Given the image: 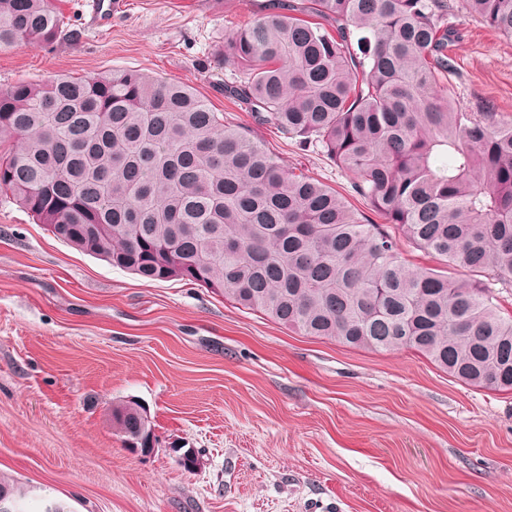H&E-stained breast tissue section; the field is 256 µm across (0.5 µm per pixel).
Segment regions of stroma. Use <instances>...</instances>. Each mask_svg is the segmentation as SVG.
Returning <instances> with one entry per match:
<instances>
[{"label":"stroma","mask_w":512,"mask_h":512,"mask_svg":"<svg viewBox=\"0 0 512 512\" xmlns=\"http://www.w3.org/2000/svg\"><path fill=\"white\" fill-rule=\"evenodd\" d=\"M125 2L101 26L86 0H61L69 37L0 49V88L123 69L184 82L282 166L362 207L326 154L224 95V35L266 0ZM453 23L450 91L512 116V39L465 13ZM132 399L157 439L147 455L112 425ZM181 447L197 451L194 471ZM0 474L25 490V512H512V391L411 350L301 335L184 280H142L0 200Z\"/></svg>","instance_id":"obj_1"}]
</instances>
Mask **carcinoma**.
<instances>
[{"label": "carcinoma", "instance_id": "cac0c4a2", "mask_svg": "<svg viewBox=\"0 0 512 512\" xmlns=\"http://www.w3.org/2000/svg\"><path fill=\"white\" fill-rule=\"evenodd\" d=\"M512 37V0H269L224 38L225 94L351 174L375 224L285 169L196 89L139 70L0 88V195L143 279L190 281L302 334L411 349L512 390V119L448 92L450 18ZM64 32L54 0H0V48ZM436 261L414 266L386 225ZM126 447L153 433L112 406ZM20 508V487L0 497Z\"/></svg>", "mask_w": 512, "mask_h": 512}]
</instances>
